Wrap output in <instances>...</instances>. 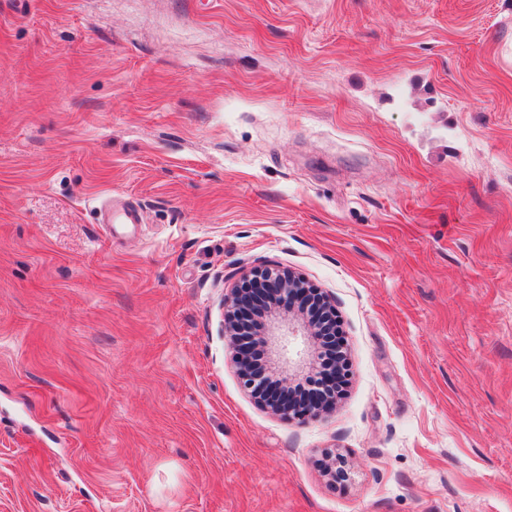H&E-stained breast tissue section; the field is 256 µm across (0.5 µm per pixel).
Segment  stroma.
Instances as JSON below:
<instances>
[{"label":"stroma","instance_id":"stroma-1","mask_svg":"<svg viewBox=\"0 0 512 512\" xmlns=\"http://www.w3.org/2000/svg\"><path fill=\"white\" fill-rule=\"evenodd\" d=\"M275 265L305 420L222 333ZM0 512H512V0H0ZM258 278L257 288H242L251 279ZM312 290L317 295L318 303L331 314V304L327 296L322 295L317 289L309 288L289 271L280 268H265L244 274L240 281L230 289L224 298V335L229 349L232 351V361L241 377L243 386L256 397V386L259 377L248 368L247 352L254 344L264 352L266 366L276 371L285 373L281 383L288 388L291 381L298 382L307 378L316 369L322 341L327 336V327L319 321L310 318H299V325L288 323V331L283 332L279 322L278 313L263 311L260 321L263 326L253 333L251 323H243L237 320L238 311L246 309L251 304L253 291L264 293L270 300L278 297L289 298L293 294L302 296ZM303 336L305 348L295 353L291 348L295 337ZM264 355L260 351L254 352L256 362L264 361ZM258 399V398H257Z\"/></svg>","mask_w":512,"mask_h":512}]
</instances>
